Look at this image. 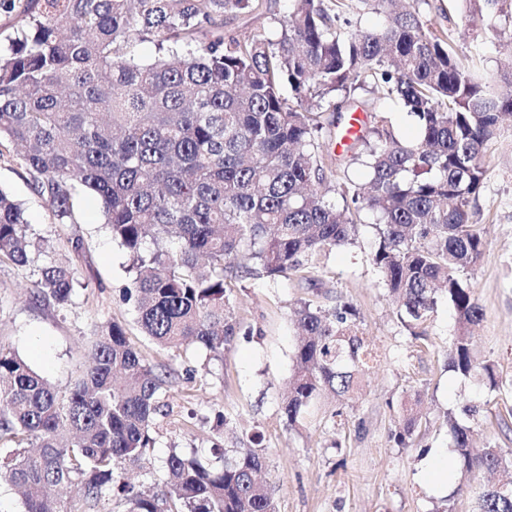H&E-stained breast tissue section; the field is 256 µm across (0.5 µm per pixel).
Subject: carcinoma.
<instances>
[{"label": "carcinoma", "instance_id": "1", "mask_svg": "<svg viewBox=\"0 0 512 512\" xmlns=\"http://www.w3.org/2000/svg\"><path fill=\"white\" fill-rule=\"evenodd\" d=\"M276 36L224 35V18L259 10L260 0H0L19 24L0 52V146L21 148L34 189L59 224L76 223L77 193L100 205L125 249L137 321L157 345L192 341L223 358L238 333L232 283L275 281L318 268L320 257L352 240L360 213L378 232L372 256L403 322L420 328L448 302L457 329L448 368L477 370L470 329L484 312L461 274L485 243L472 222L486 154L499 126L512 122V59L500 81L481 78L422 19L427 0H290ZM494 21L498 0H463ZM371 11L385 24L363 28L350 14ZM154 43L142 64L123 51L130 36ZM370 84L401 104L418 136L400 140L376 103L370 126L348 148L368 181L347 178L338 211L320 141L325 112L341 122L336 98ZM24 210L0 191V259L35 276L39 301L65 305L72 268L43 254ZM301 333L294 374L281 403L298 430L319 396L345 398L374 361L345 301L303 300L293 310ZM169 374L147 363L118 322L93 345V364L65 399L16 352L0 347V484L22 492V512H101L118 496L126 512H277L259 480L261 436L252 448L211 446L212 460L169 451L170 480L134 491L122 469L143 466L152 425L166 414ZM420 395L407 401L401 447L419 426ZM465 472L512 470V449L476 448L471 430L447 419ZM61 485L76 488L66 504ZM479 512H512V479L475 491Z\"/></svg>", "mask_w": 512, "mask_h": 512}]
</instances>
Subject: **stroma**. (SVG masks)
Returning <instances> with one entry per match:
<instances>
[{
    "instance_id": "1",
    "label": "stroma",
    "mask_w": 512,
    "mask_h": 512,
    "mask_svg": "<svg viewBox=\"0 0 512 512\" xmlns=\"http://www.w3.org/2000/svg\"><path fill=\"white\" fill-rule=\"evenodd\" d=\"M423 15L448 34L462 58H476L485 73L498 71L512 52V38L500 36L488 21L466 16L459 0H428ZM485 179L474 204L473 221L487 245L480 261L463 278L484 310L473 329L479 363L492 365L500 391L483 386L447 366L454 315L440 303L422 336H413L372 261L377 244L374 224H358L351 243L336 247L317 272L319 289L300 278L268 282L247 279L235 286L233 317L240 333L223 359H211L198 345L186 352L155 346L142 332L122 294L133 279L125 250L103 226L98 203L76 200L77 221L55 223L46 201L16 150H0V189L25 209L29 231L46 251L69 264L81 283L63 307L32 297L29 269L0 262V346L14 350L31 368L67 395L90 362V350L102 325L122 324L129 342L145 361L172 373L165 394L168 414L153 426L156 444L144 469H129L127 481L147 489L166 480L164 460L171 446L210 454L209 438L216 413L231 422L224 447H251L261 434L263 477L274 491L278 512H433L450 497L453 512H477L476 497L457 495L458 487L486 484L479 472L448 473L447 487L428 477L430 458L452 455L446 415H460L466 404L479 408L468 418L477 445L512 448V123L504 122L484 158ZM83 249L74 252L73 240ZM341 297L360 313V328L376 347L378 358L365 374L359 392L343 405L319 400L300 432L288 430L281 399L294 373L296 330L292 307L315 294ZM420 393L422 419L408 447L392 435L405 397ZM343 415L332 418L334 409Z\"/></svg>"
}]
</instances>
